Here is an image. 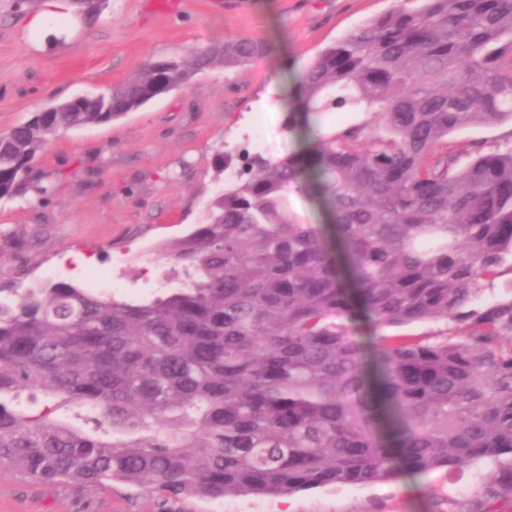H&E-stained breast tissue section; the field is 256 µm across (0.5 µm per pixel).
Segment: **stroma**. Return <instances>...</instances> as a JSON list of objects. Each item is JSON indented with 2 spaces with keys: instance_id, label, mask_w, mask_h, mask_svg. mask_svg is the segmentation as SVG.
Masks as SVG:
<instances>
[{
  "instance_id": "obj_1",
  "label": "stroma",
  "mask_w": 512,
  "mask_h": 512,
  "mask_svg": "<svg viewBox=\"0 0 512 512\" xmlns=\"http://www.w3.org/2000/svg\"><path fill=\"white\" fill-rule=\"evenodd\" d=\"M391 6V0H108L94 19L46 11V0H0V131L40 108L133 78L150 60L184 57L195 47L240 37L274 51L235 68L216 67L162 94L123 118L69 130L36 165L47 193L0 201V278L29 287L54 278L87 285L91 271L111 270L124 300L152 295L170 264L145 263V252L200 223L229 178H217L224 149L239 169L246 152L269 159L297 143L283 125L284 109L269 95L273 81L303 68L318 51ZM43 14L41 27L27 20ZM512 139V122L470 126L448 137L467 163L478 149ZM87 258L77 264L76 255ZM482 483L476 470H440L426 480L399 478L368 486H329L288 496H238L236 512H434L456 492L470 498ZM0 512H224L220 499H164L121 483L85 487L41 483L0 472Z\"/></svg>"
}]
</instances>
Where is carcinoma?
Returning a JSON list of instances; mask_svg holds the SVG:
<instances>
[{
    "instance_id": "obj_1",
    "label": "carcinoma",
    "mask_w": 512,
    "mask_h": 512,
    "mask_svg": "<svg viewBox=\"0 0 512 512\" xmlns=\"http://www.w3.org/2000/svg\"><path fill=\"white\" fill-rule=\"evenodd\" d=\"M271 51L212 44L33 113L0 132V201L46 192L35 162L62 133ZM344 108L366 119L324 130ZM509 118L512 0H393L321 49L285 110L305 144L245 158L162 247L176 286L131 302L44 281L0 298V472L222 499L476 467L479 491L448 512H512V285L473 305L512 271V144L461 168L447 150ZM291 195L334 224L302 223ZM420 321L452 328L384 333Z\"/></svg>"
}]
</instances>
